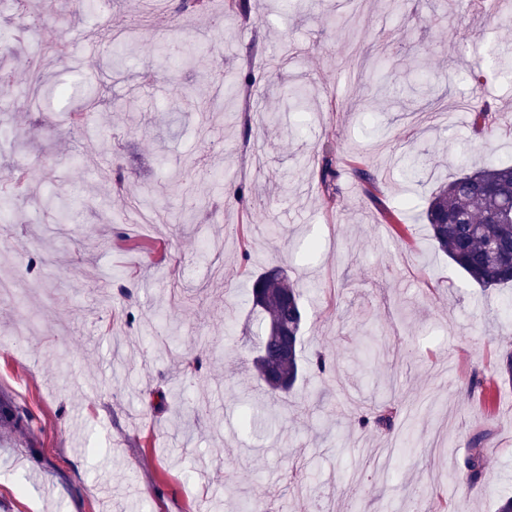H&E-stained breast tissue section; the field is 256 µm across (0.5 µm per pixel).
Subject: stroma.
<instances>
[{
    "label": "stroma",
    "mask_w": 512,
    "mask_h": 512,
    "mask_svg": "<svg viewBox=\"0 0 512 512\" xmlns=\"http://www.w3.org/2000/svg\"><path fill=\"white\" fill-rule=\"evenodd\" d=\"M145 0H27L37 37L15 44L0 84V192L24 172L28 194L0 212V512H496L512 497V380L485 404L470 380L496 379L512 349V286L482 289L429 242L421 217L446 179L512 163V0H250L241 17L210 0L188 17ZM221 16L212 29L209 19ZM145 17L134 51L97 53ZM199 47L208 69L152 65L166 43ZM384 63L408 87L367 111ZM253 71L237 106L260 122L250 141L229 113L182 107ZM500 126L478 136L475 82ZM98 100L35 108L36 83ZM303 85L290 110L282 85ZM341 172L326 202L323 148ZM365 153L381 171L379 202L348 172ZM427 160L418 182L397 171ZM127 177L115 185L116 170ZM253 184L248 202L228 195ZM412 199L406 239L381 206ZM251 244L240 260L239 233ZM318 248L308 251V241ZM277 268L308 311L309 367L269 403L252 361L261 333L246 303L251 275ZM134 321H127V314ZM324 355L329 373L313 362ZM199 358L185 381L180 363ZM394 401V432L361 425ZM271 404L273 431L242 413ZM28 413L15 422L17 410ZM484 435L481 481L448 487Z\"/></svg>",
    "instance_id": "35a3bbf8"
}]
</instances>
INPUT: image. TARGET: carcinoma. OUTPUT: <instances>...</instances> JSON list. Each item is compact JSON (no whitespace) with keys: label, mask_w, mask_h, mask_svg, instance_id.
<instances>
[{"label":"carcinoma","mask_w":512,"mask_h":512,"mask_svg":"<svg viewBox=\"0 0 512 512\" xmlns=\"http://www.w3.org/2000/svg\"><path fill=\"white\" fill-rule=\"evenodd\" d=\"M27 24L20 23L3 35L0 52L9 53L12 44L25 38ZM472 127L478 134H491L498 128L497 117L483 102L469 105ZM423 160L409 155L401 164V176L412 182L422 169ZM365 195L379 201L380 180L374 169L362 160L352 168ZM321 184L333 200L339 191L340 172L329 151H323L319 168ZM512 206V164L476 168L441 185L427 202L423 218L429 226L432 244L475 284L494 288L512 284V222L495 223L497 211ZM254 310L262 316L263 334L257 337L259 354L254 359L257 377L274 394H286L302 372L299 355L305 311L300 293L287 283L278 269L255 276L251 289ZM398 410L394 404L363 416V426L373 424L390 431ZM485 458L476 452L467 461L460 480L477 483L484 472Z\"/></svg>","instance_id":"1"}]
</instances>
